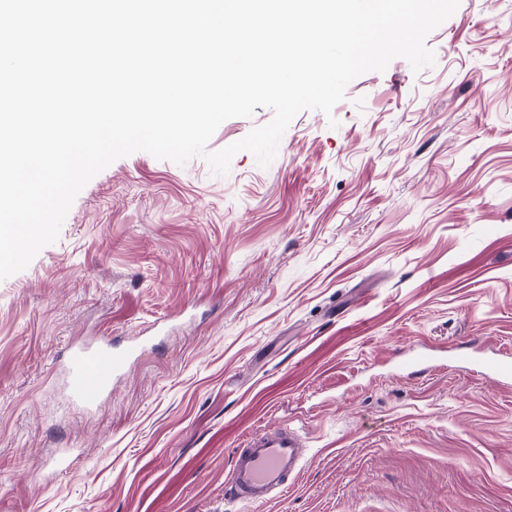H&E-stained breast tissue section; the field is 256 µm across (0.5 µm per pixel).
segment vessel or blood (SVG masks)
Returning a JSON list of instances; mask_svg holds the SVG:
<instances>
[{
    "label": "vessel or blood",
    "instance_id": "1",
    "mask_svg": "<svg viewBox=\"0 0 512 512\" xmlns=\"http://www.w3.org/2000/svg\"><path fill=\"white\" fill-rule=\"evenodd\" d=\"M134 349L115 350L108 341L70 346L62 363L74 407L100 406L113 382L129 367ZM306 446L290 427L261 430L233 453L225 483L236 500L259 505L280 499L303 467Z\"/></svg>",
    "mask_w": 512,
    "mask_h": 512
}]
</instances>
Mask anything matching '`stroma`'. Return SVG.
Here are the masks:
<instances>
[{
  "label": "stroma",
  "instance_id": "stroma-1",
  "mask_svg": "<svg viewBox=\"0 0 512 512\" xmlns=\"http://www.w3.org/2000/svg\"><path fill=\"white\" fill-rule=\"evenodd\" d=\"M274 161L136 152L0 280V512H512V0H460ZM145 352L90 412L55 361ZM306 439L279 502L224 493L234 448ZM71 467L52 470L58 449Z\"/></svg>",
  "mask_w": 512,
  "mask_h": 512
}]
</instances>
